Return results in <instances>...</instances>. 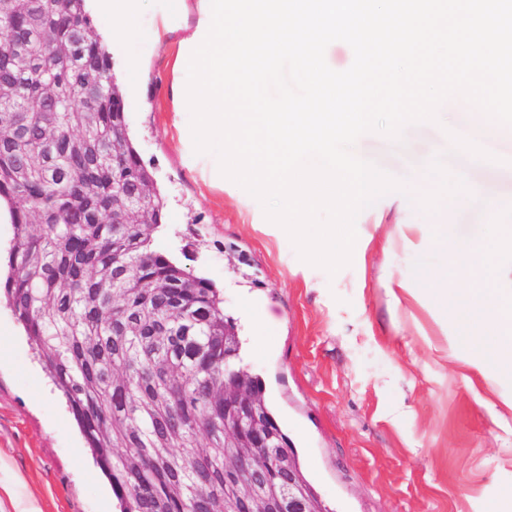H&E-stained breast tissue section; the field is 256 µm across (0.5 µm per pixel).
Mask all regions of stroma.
<instances>
[{
	"label": "stroma",
	"instance_id": "obj_1",
	"mask_svg": "<svg viewBox=\"0 0 512 512\" xmlns=\"http://www.w3.org/2000/svg\"><path fill=\"white\" fill-rule=\"evenodd\" d=\"M155 9L138 17L141 36L107 43L125 74V112L142 164L165 201L154 241L188 272L214 282L242 338V359L288 435L299 465L330 512H487L512 490V411L491 407L484 379L449 359L448 338L422 303L394 304L385 277L407 278L419 266H446L438 242L406 247L402 224H448L456 238L481 246L492 261L512 231V166L475 164L451 148L449 133L512 156V131L481 123L461 99L445 102L439 123L406 128L402 142L361 136L356 155L422 189L434 157L480 190L478 200H442L432 213L399 193L362 210L358 232L370 243L336 274L302 261L287 234L267 226L260 203L233 181L211 188L192 169L177 130L190 115L170 98L174 58L191 20L175 21L163 42L146 38ZM273 317L249 328V301ZM0 327L13 329L0 360V458L41 512H119L62 396L38 360L11 308L0 302Z\"/></svg>",
	"mask_w": 512,
	"mask_h": 512
}]
</instances>
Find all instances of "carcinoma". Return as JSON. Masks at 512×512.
I'll use <instances>...</instances> for the list:
<instances>
[{
  "mask_svg": "<svg viewBox=\"0 0 512 512\" xmlns=\"http://www.w3.org/2000/svg\"><path fill=\"white\" fill-rule=\"evenodd\" d=\"M83 38L71 47L69 23ZM28 40L24 67L0 43V198L12 209L10 275L3 290L17 321L67 398L120 512H274L288 471L266 465L254 493L228 503L224 487L245 484L214 449L224 444V377L257 398L275 450L297 458L264 397L240 372L242 342L214 284L154 248L165 223L155 196L147 224L112 223L123 193L152 182L130 138L123 95L85 0H0V34ZM91 62L102 91L82 100ZM173 286L177 309L156 308L155 283Z\"/></svg>",
  "mask_w": 512,
  "mask_h": 512,
  "instance_id": "cac0c4a2",
  "label": "carcinoma"
}]
</instances>
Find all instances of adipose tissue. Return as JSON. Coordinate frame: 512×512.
I'll use <instances>...</instances> for the list:
<instances>
[{"mask_svg": "<svg viewBox=\"0 0 512 512\" xmlns=\"http://www.w3.org/2000/svg\"><path fill=\"white\" fill-rule=\"evenodd\" d=\"M142 0H88L90 10L111 16L112 37L123 40L134 30ZM494 287H473L462 280L449 285L446 272L423 266L413 277L388 280L393 301L408 296L427 299L452 329L450 351L454 357L498 389L497 401L512 410V262L492 265Z\"/></svg>", "mask_w": 512, "mask_h": 512, "instance_id": "ef3b65f1", "label": "adipose tissue"}]
</instances>
